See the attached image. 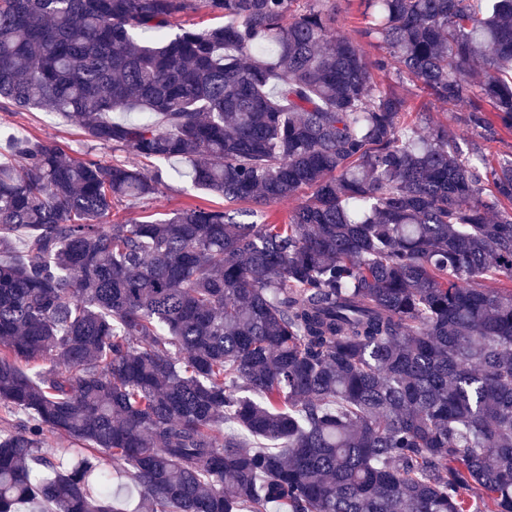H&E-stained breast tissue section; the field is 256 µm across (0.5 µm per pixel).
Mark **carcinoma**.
Wrapping results in <instances>:
<instances>
[{
	"mask_svg": "<svg viewBox=\"0 0 512 512\" xmlns=\"http://www.w3.org/2000/svg\"><path fill=\"white\" fill-rule=\"evenodd\" d=\"M201 2L0 0V108L252 205L114 224L160 171L13 140L0 512H512V155L376 79L511 132L512 0H363L373 62L336 0ZM221 20L214 19L207 13L205 8H198L196 11L188 12L185 15L177 16L171 24L170 31L172 33L178 32L182 27H193L199 30L207 29L211 26L217 25ZM464 110L465 105L463 103H436L431 116L435 121L448 124V133L465 134L473 139L492 162L502 155L512 153V132L498 130L494 137H487L479 135L475 131L467 130L457 121Z\"/></svg>",
	"mask_w": 512,
	"mask_h": 512,
	"instance_id": "obj_1",
	"label": "carcinoma"
}]
</instances>
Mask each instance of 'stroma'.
Wrapping results in <instances>:
<instances>
[{
    "instance_id": "stroma-1",
    "label": "stroma",
    "mask_w": 512,
    "mask_h": 512,
    "mask_svg": "<svg viewBox=\"0 0 512 512\" xmlns=\"http://www.w3.org/2000/svg\"><path fill=\"white\" fill-rule=\"evenodd\" d=\"M12 136L60 144L80 153L87 151L93 158L106 164L122 163L147 173L163 171L165 183L158 194L144 199H123L115 202L112 207V221L116 224L130 219L159 220L166 218L171 212L190 206L220 208L224 205L223 197L193 186L190 179L178 172L172 163L143 159L107 147L89 148L79 127L57 112L39 109L11 112L0 109V163L10 159L6 142Z\"/></svg>"
}]
</instances>
